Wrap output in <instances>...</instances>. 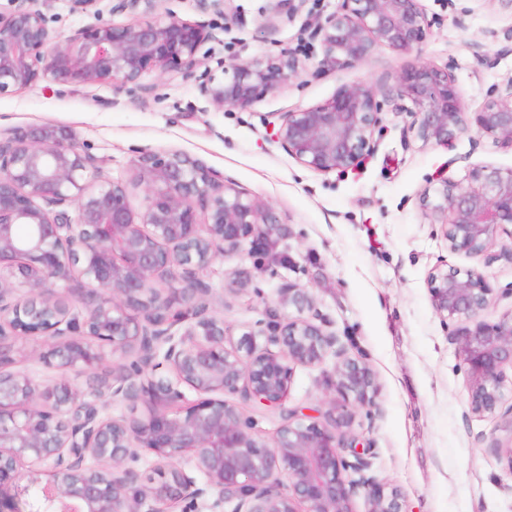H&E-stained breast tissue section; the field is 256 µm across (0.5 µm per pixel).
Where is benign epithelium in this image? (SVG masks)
Wrapping results in <instances>:
<instances>
[{"label":"benign epithelium","mask_w":512,"mask_h":512,"mask_svg":"<svg viewBox=\"0 0 512 512\" xmlns=\"http://www.w3.org/2000/svg\"><path fill=\"white\" fill-rule=\"evenodd\" d=\"M40 0H17L0 12V98L46 79L67 86L112 82L144 106L146 75L176 72L196 82L218 109L250 112L277 126L274 141L298 164L322 175L341 172L374 153L384 103L402 101L410 130L425 145L448 146L476 130L512 148V77L476 112L464 109L451 69L420 63L392 83L344 84L325 100L288 112L258 106L307 67L282 51L262 59L202 66L212 39L206 20L180 19L169 0H110L111 12L139 19L96 22L63 38L48 25ZM98 19L102 0H71ZM228 0H199L202 14L222 16ZM432 20L423 0H340L313 22L321 71L368 61L380 46L403 54L422 50ZM134 180L105 177L73 131L46 123L0 137V512H172L190 500L193 512H404L403 497L369 473L371 444L346 433L352 408L375 406L370 367L336 349L335 334L317 323L308 289L288 282L282 305L296 314L274 318L232 344L224 318L209 310L195 275L228 252L263 253L284 235L273 208L203 162L145 149L132 161ZM468 185L444 179L425 194L426 219L441 226L448 251L488 262L512 261V230L488 252L498 230L512 226V168L468 169ZM144 203H129L130 186ZM191 280L183 309L156 287L179 273ZM434 312L455 323L451 340L469 378V409L512 426L504 406L512 370V313L480 320L494 288L477 269L441 262L428 275ZM78 295L83 308L70 296ZM39 336L45 364L60 372L50 383L14 369L17 343ZM265 338L257 345L255 337ZM334 392L327 420L308 422L284 409L272 442L251 434L234 401L241 396L282 404L293 366H316L329 352ZM114 358L112 379L83 393L69 374ZM199 399L184 403V388ZM114 401L149 415L114 416ZM154 456L151 476L138 469L141 450ZM193 472L182 466L185 454ZM27 471L49 479L18 488Z\"/></svg>","instance_id":"benign-epithelium-1"}]
</instances>
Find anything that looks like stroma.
Masks as SVG:
<instances>
[{
	"label": "stroma",
	"instance_id": "1",
	"mask_svg": "<svg viewBox=\"0 0 512 512\" xmlns=\"http://www.w3.org/2000/svg\"><path fill=\"white\" fill-rule=\"evenodd\" d=\"M424 4L436 23L417 57L382 46L366 63L318 71L321 49L311 25L336 11L340 0H308L294 15L284 7L271 14L269 0H232L231 14L217 19L200 56L212 67L284 49L309 55L302 76L266 98L263 112L316 104L344 84L388 83L418 61L451 67L466 111L479 110L491 90L512 77V42L504 38L512 11L497 0ZM146 82L153 98L144 107L117 102L108 84L62 89L43 82L0 99V130L69 127L103 173L122 180L132 177L138 151H179L266 200L286 228L273 259L228 254L199 275L229 334L237 340L270 315L287 316L278 302L283 283L308 288L338 347L374 373L375 406L354 409L349 431L371 441V472L401 490L406 512H512V469L496 451L512 444V431L500 418L470 413L467 374L427 288L438 261L478 269L495 290L481 314L493 323L512 312V262L449 252L440 225L428 223L420 206L425 190L443 178L464 179L472 165L512 168V149L473 131L445 147L422 145L391 102L375 133L376 152L323 176L288 156L258 117L214 108L181 74ZM238 271L253 284L236 292ZM334 363L330 356L315 367L295 366L286 406L327 410L324 380Z\"/></svg>",
	"mask_w": 512,
	"mask_h": 512
}]
</instances>
